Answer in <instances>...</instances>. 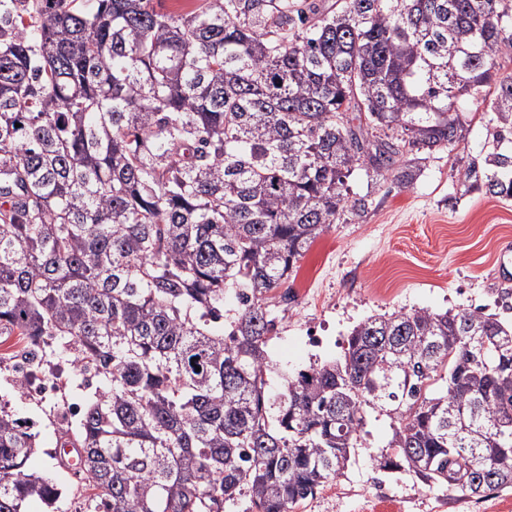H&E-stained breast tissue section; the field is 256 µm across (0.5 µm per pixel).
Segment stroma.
Listing matches in <instances>:
<instances>
[{"label": "stroma", "mask_w": 512, "mask_h": 512, "mask_svg": "<svg viewBox=\"0 0 512 512\" xmlns=\"http://www.w3.org/2000/svg\"><path fill=\"white\" fill-rule=\"evenodd\" d=\"M465 141L454 153L422 163L410 186L386 179L370 187L363 217L340 220L311 245L298 263L293 301L279 310L281 328L267 348L270 378L338 358L354 326L375 314L414 309L444 311L483 307L496 312V249L512 240V199L465 191L459 172L489 149L490 114L482 98L463 103ZM315 328L324 339L308 347ZM12 356L0 357V402L33 422L38 450L31 466L56 483L54 507L33 502L29 512H87L89 491L58 466L64 432L76 429L74 410L94 394L98 380L71 371L47 372L50 390H19ZM366 435L344 474L331 481L326 498L305 500V512H512V492L475 500L428 486L406 472L382 473L374 458L391 437L387 417L366 415Z\"/></svg>", "instance_id": "obj_1"}]
</instances>
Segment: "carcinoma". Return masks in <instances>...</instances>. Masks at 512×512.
Instances as JSON below:
<instances>
[{
  "mask_svg": "<svg viewBox=\"0 0 512 512\" xmlns=\"http://www.w3.org/2000/svg\"><path fill=\"white\" fill-rule=\"evenodd\" d=\"M505 59L512 0H0V342L104 382L68 437L94 512H293L368 409L379 470L512 490L507 319L373 315L277 393L266 351L298 261L368 210L349 180L412 184L465 97L493 132L463 185L512 198ZM31 429L0 403V512L60 497Z\"/></svg>",
  "mask_w": 512,
  "mask_h": 512,
  "instance_id": "obj_1",
  "label": "carcinoma"
}]
</instances>
